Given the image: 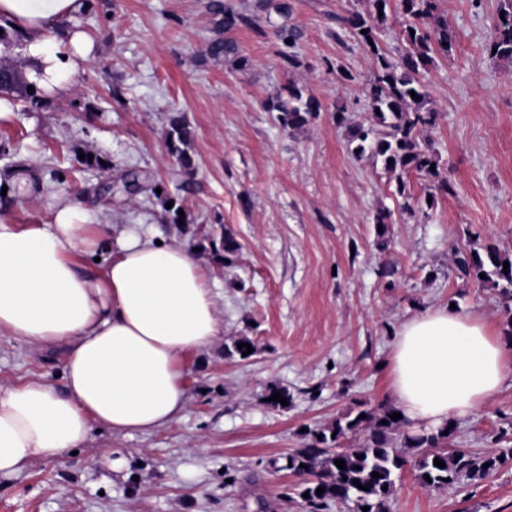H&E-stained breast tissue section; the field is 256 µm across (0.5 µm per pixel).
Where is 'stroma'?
I'll return each instance as SVG.
<instances>
[{
    "label": "stroma",
    "instance_id": "35a3bbf8",
    "mask_svg": "<svg viewBox=\"0 0 512 512\" xmlns=\"http://www.w3.org/2000/svg\"><path fill=\"white\" fill-rule=\"evenodd\" d=\"M289 2L303 31L294 69L279 56L275 11L251 10L250 25L226 33L237 53L215 59L209 0H88L67 22L95 44L73 94L45 97L38 109L12 100L0 121V182L27 167L42 184L6 208L15 223L47 218L60 197L87 208L110 239L152 229L183 240L159 203L165 193L184 199L200 235L239 246L229 264L202 254L224 333L188 358L185 410L149 433L90 431L77 454L1 478L0 512H304L295 477L273 461L348 413L388 405L385 364L408 317L452 305L501 323L498 292L462 277L455 260L487 244L512 256V59L486 53L507 0H440L455 47L420 74L436 114L427 132L433 178L349 152L350 126L371 116L362 89L376 65L337 39L331 17L367 13L370 0ZM343 69L353 82L341 83ZM291 84L323 105L295 130L261 107ZM173 112L192 131L190 176L165 145ZM88 150L108 168L81 165ZM133 171L140 181L128 193ZM443 181L449 192L427 211L403 210V194L422 200ZM381 209L391 213L382 239L373 223ZM237 338L255 344L251 357L228 353ZM64 358L61 347L0 335V384L39 379L62 389ZM274 385L291 394L287 407L268 404ZM448 445L480 455L512 448V385L456 420ZM390 508L512 512V463L439 491L404 472Z\"/></svg>",
    "mask_w": 512,
    "mask_h": 512
}]
</instances>
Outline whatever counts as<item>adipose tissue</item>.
I'll return each mask as SVG.
<instances>
[{"mask_svg":"<svg viewBox=\"0 0 512 512\" xmlns=\"http://www.w3.org/2000/svg\"><path fill=\"white\" fill-rule=\"evenodd\" d=\"M86 0H0V23L23 35L30 75L70 96L93 43L64 22ZM108 241L89 212L58 198L47 219L0 218V335L32 346L64 343L65 390L34 379L0 385V478L82 444L91 422L147 433L186 407L189 356L224 333L208 270L186 242L124 232L98 271L80 257ZM393 408L440 428L483 407L512 382V341L481 316L450 307L407 318L387 362Z\"/></svg>","mask_w":512,"mask_h":512,"instance_id":"ef3b65f1","label":"adipose tissue"}]
</instances>
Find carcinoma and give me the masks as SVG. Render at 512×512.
Here are the masks:
<instances>
[{"mask_svg": "<svg viewBox=\"0 0 512 512\" xmlns=\"http://www.w3.org/2000/svg\"><path fill=\"white\" fill-rule=\"evenodd\" d=\"M400 4L405 17V40L409 48L392 60L387 57L380 40L382 26L388 20V9L392 2ZM439 0H371L373 10L363 15L350 12L336 16V24L354 38L374 59V80L364 89L371 107V119L359 124L351 134L352 155H368L383 165L386 171L400 169L432 176L431 164L436 162V152L430 140L424 138V130L434 126L436 113L425 107L429 93L420 81V71L433 64L434 55H449L454 47L448 21L439 14ZM271 5L285 19L276 26L274 35L284 45L280 52L284 64L290 68L300 65L297 49L302 38L301 30L288 24L291 6L288 0H259ZM209 13L220 36L209 44V54L221 58L236 51L233 41L222 33L239 25H250L248 4L235 5L232 0H209ZM497 35L489 44L487 52L497 57L512 58V10L504 11L498 19ZM23 40L22 35L12 29L0 31V96H18L32 108L43 102L42 90L31 85L23 73L13 64L8 54ZM270 112L284 128H300L315 119L322 104L314 97L306 96L294 85L288 86V97H278L265 103ZM191 131L184 116L169 118L167 148L177 164L187 173H192L191 157L187 146ZM509 263L508 272L503 264ZM456 265L460 272L473 278L477 284H491L501 295L506 311H512V258L501 254L491 246L484 251L459 252ZM391 406L372 410H361L354 416H345L328 428L311 433L312 441L297 448L284 457L280 469L302 479L297 485L298 495L309 493L303 499L309 512H323L329 503L346 504L351 512H389L396 478L406 470L414 472L419 484L427 490L446 488L464 475L472 481H481L508 460H512V448H499L486 454H474L463 448L442 449L437 452L429 448L437 446L452 435L448 425L438 430L424 431L412 435L405 431L408 421H394ZM364 430L367 445L363 448H345L341 444L348 432ZM403 431L404 448H419L421 452L410 455L396 446L395 434ZM440 459L445 467L439 468L434 459ZM345 461V468L336 466V461ZM380 477L372 476V473ZM367 490L358 488V485ZM324 488L316 495L318 488Z\"/></svg>", "mask_w": 512, "mask_h": 512, "instance_id": "carcinoma-1", "label": "carcinoma"}]
</instances>
